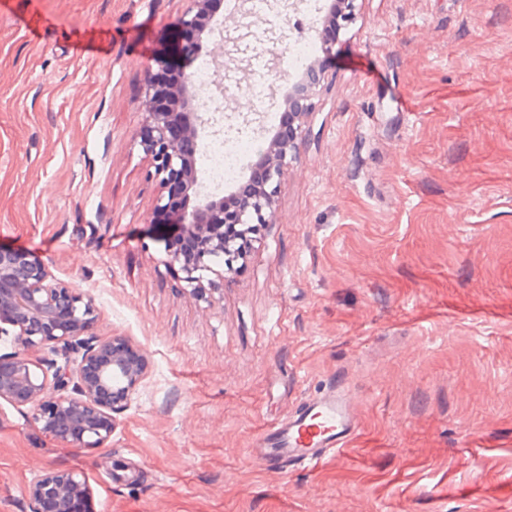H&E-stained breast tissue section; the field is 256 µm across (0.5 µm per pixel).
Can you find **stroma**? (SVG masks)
Returning <instances> with one entry per match:
<instances>
[{"mask_svg":"<svg viewBox=\"0 0 512 512\" xmlns=\"http://www.w3.org/2000/svg\"><path fill=\"white\" fill-rule=\"evenodd\" d=\"M240 273L184 290L150 220L146 62L186 0H0V245L93 299L95 339L148 371L109 442L75 448L0 401V512L52 468L88 512H512V0H356ZM323 0L223 33L258 108H286L288 44ZM49 19L41 40L19 24ZM339 389L343 458L284 471L249 450Z\"/></svg>","mask_w":512,"mask_h":512,"instance_id":"obj_1","label":"stroma"}]
</instances>
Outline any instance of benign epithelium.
<instances>
[{
  "label": "benign epithelium",
  "mask_w": 512,
  "mask_h": 512,
  "mask_svg": "<svg viewBox=\"0 0 512 512\" xmlns=\"http://www.w3.org/2000/svg\"><path fill=\"white\" fill-rule=\"evenodd\" d=\"M180 29L207 30L210 0H187ZM355 0H331L326 23L345 29L355 20ZM154 64L144 66L143 109L152 117L151 134L141 140L153 160L154 176L163 184L193 183L195 170L185 144L212 128L214 118L197 105V89L187 80L176 91L179 108L159 112L153 100ZM323 74L310 65L290 85L287 104L292 124L288 138L272 134L266 151L251 161L263 171L260 184L237 189L241 202L231 219L224 218V198L205 190L196 192L172 224L153 230L166 244L169 262L179 263L191 292L202 290L204 273H217L212 263L223 259V274L236 272L235 262L247 252L250 234L260 224L275 221V197L280 178L290 162L301 133V120L310 113ZM194 237L199 252L187 258L181 241ZM97 309L91 299L54 280L40 258L30 252L0 246V335L16 330L17 350L0 355V400L35 410L34 420L54 439L77 448H100L112 437L114 414L128 405L135 386L146 372L145 361L121 337L90 340ZM46 341L58 343L65 364L53 375L39 371L30 352ZM89 495L88 483L75 471H47L30 487L31 512H74L75 501Z\"/></svg>",
  "instance_id": "obj_1"
}]
</instances>
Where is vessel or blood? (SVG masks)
<instances>
[{
	"mask_svg": "<svg viewBox=\"0 0 512 512\" xmlns=\"http://www.w3.org/2000/svg\"><path fill=\"white\" fill-rule=\"evenodd\" d=\"M358 426L352 402L343 392L331 390L306 400L299 411L265 430L250 455L266 469L310 465L345 449Z\"/></svg>",
	"mask_w": 512,
	"mask_h": 512,
	"instance_id": "obj_1",
	"label": "vessel or blood"
}]
</instances>
